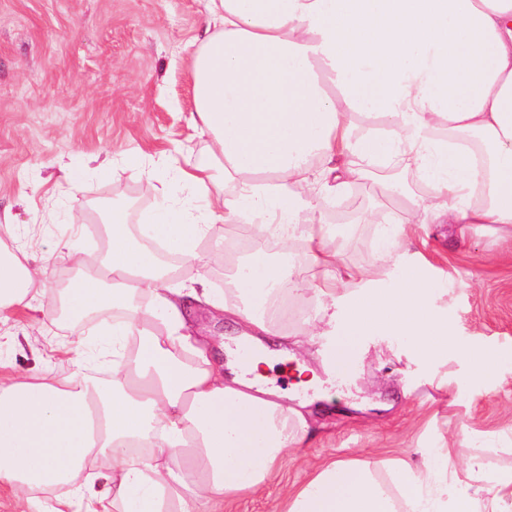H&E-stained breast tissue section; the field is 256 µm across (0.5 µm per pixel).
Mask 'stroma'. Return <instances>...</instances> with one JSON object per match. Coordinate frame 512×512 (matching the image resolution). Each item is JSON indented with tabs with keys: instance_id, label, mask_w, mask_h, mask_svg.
Listing matches in <instances>:
<instances>
[{
	"instance_id": "1",
	"label": "stroma",
	"mask_w": 512,
	"mask_h": 512,
	"mask_svg": "<svg viewBox=\"0 0 512 512\" xmlns=\"http://www.w3.org/2000/svg\"><path fill=\"white\" fill-rule=\"evenodd\" d=\"M206 25L205 0H0V219L14 227L6 245L23 240L29 259L52 269L54 285L77 274L65 258L71 244L108 247L102 216L86 202L123 201L134 231L143 211L188 200L175 174L205 157L209 141L193 119L185 45ZM126 152L140 155V168L126 167ZM65 165L84 170L77 189L63 180ZM359 188L356 198L305 209L301 222L332 224L363 212L340 261L367 270L359 289L386 291L400 269L377 259L389 229L383 216L400 212L404 195L422 185L407 168ZM250 231L211 224L199 261L173 284L191 288L200 276L213 289L228 283L252 250L237 242ZM408 258L425 263L431 314L447 321L457 345L492 358L491 371L475 380L455 353L414 362L403 337L364 338L346 374L313 400L335 416L289 451L264 490L225 502L224 512H280L285 488L328 461L358 459L382 479L389 460L419 448L461 447L486 475L512 472V234L477 224L462 236L452 224H420ZM40 304L41 315L24 309L0 326L16 336L0 343V369L61 379L71 373L70 325L49 299ZM186 316L213 360L224 362L223 317L199 304ZM334 342L327 334L295 348V361L271 372L277 385L289 388L296 361L320 367Z\"/></svg>"
}]
</instances>
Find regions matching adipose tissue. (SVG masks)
<instances>
[{"label":"adipose tissue","instance_id":"adipose-tissue-1","mask_svg":"<svg viewBox=\"0 0 512 512\" xmlns=\"http://www.w3.org/2000/svg\"><path fill=\"white\" fill-rule=\"evenodd\" d=\"M214 21L192 52L193 106L210 138L207 161L181 170L193 210L159 206L137 244L120 211L105 256L77 258L58 301L72 317L77 357L64 380L0 372V490L11 512H224L261 491L309 433L288 392L263 389L273 308L291 267L264 251L223 295L198 302L223 315L251 351L213 363L183 316L157 253L198 259L209 224H254L290 239L307 185L329 198L374 167L413 168L426 188L378 252L401 263L397 288L360 291L340 267L331 224L309 225L318 270L315 329L340 328L331 356L345 370L355 343L404 337L424 356L453 343L427 314L432 286L404 262L411 224L512 227V0H207ZM371 132L354 135L357 121ZM52 287L23 246L0 244V314ZM122 315L109 329L112 377L86 370L83 315ZM465 478L450 476L456 458ZM393 489L360 460L333 461L287 488L281 512H504L512 472L485 481L477 458L424 448L390 463Z\"/></svg>","mask_w":512,"mask_h":512}]
</instances>
